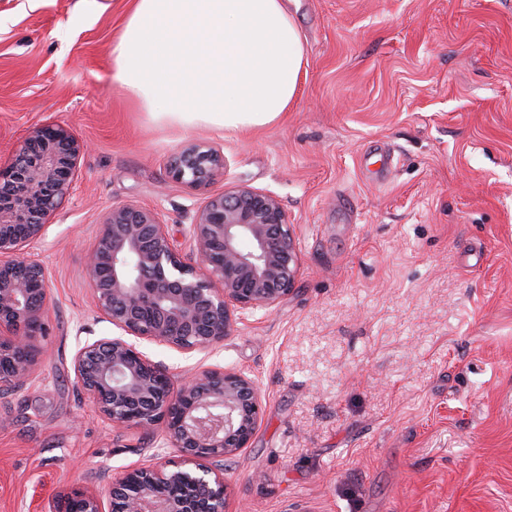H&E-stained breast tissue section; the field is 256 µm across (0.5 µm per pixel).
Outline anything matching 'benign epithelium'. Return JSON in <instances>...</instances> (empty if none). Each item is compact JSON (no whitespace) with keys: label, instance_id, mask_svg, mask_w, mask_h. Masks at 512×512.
Segmentation results:
<instances>
[{"label":"benign epithelium","instance_id":"7a95c632","mask_svg":"<svg viewBox=\"0 0 512 512\" xmlns=\"http://www.w3.org/2000/svg\"><path fill=\"white\" fill-rule=\"evenodd\" d=\"M87 146L59 124L35 128L15 159L0 168V396L26 385L39 364L49 305L47 267L26 256L70 195ZM172 177L192 187L224 174L218 149L182 147ZM189 253L158 214L118 204L86 256L98 308L120 334L84 344L73 359L75 383L115 429L161 432L178 459L154 455L126 468L107 494L74 491L69 512H226L224 458L249 444L263 413L257 383L242 372L206 367L176 384L140 342L182 353L221 345L234 324L258 308L277 307L298 273L292 226L277 197L236 187L209 196L191 224Z\"/></svg>","mask_w":512,"mask_h":512}]
</instances>
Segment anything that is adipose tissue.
Listing matches in <instances>:
<instances>
[{
  "instance_id": "1",
  "label": "adipose tissue",
  "mask_w": 512,
  "mask_h": 512,
  "mask_svg": "<svg viewBox=\"0 0 512 512\" xmlns=\"http://www.w3.org/2000/svg\"><path fill=\"white\" fill-rule=\"evenodd\" d=\"M304 57L284 0H133L112 80L154 123L240 132L283 116Z\"/></svg>"
}]
</instances>
